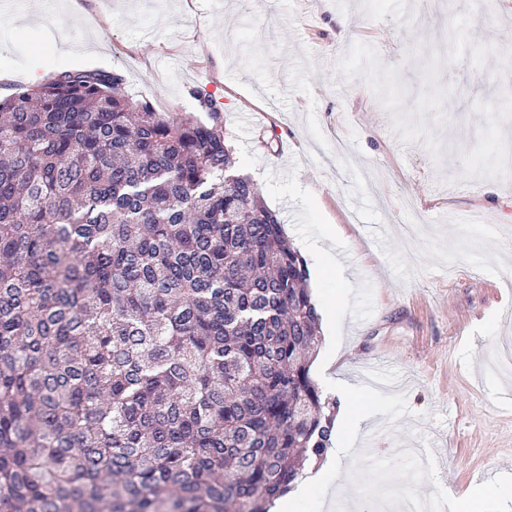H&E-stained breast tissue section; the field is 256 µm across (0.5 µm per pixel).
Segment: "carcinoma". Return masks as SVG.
Instances as JSON below:
<instances>
[{"instance_id": "1", "label": "carcinoma", "mask_w": 512, "mask_h": 512, "mask_svg": "<svg viewBox=\"0 0 512 512\" xmlns=\"http://www.w3.org/2000/svg\"><path fill=\"white\" fill-rule=\"evenodd\" d=\"M124 85L0 94V512H269L335 435L307 265L216 102Z\"/></svg>"}]
</instances>
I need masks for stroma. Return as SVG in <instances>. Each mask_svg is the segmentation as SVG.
Returning <instances> with one entry per match:
<instances>
[{
    "label": "stroma",
    "instance_id": "1",
    "mask_svg": "<svg viewBox=\"0 0 512 512\" xmlns=\"http://www.w3.org/2000/svg\"><path fill=\"white\" fill-rule=\"evenodd\" d=\"M0 27V67L111 69L162 112L215 97L259 187L334 306L338 379L391 435L334 436L291 512H379L387 490L451 504L476 481L512 491V0H78ZM473 20L467 38L456 22ZM349 22L340 30L337 19ZM371 28L390 37L368 39Z\"/></svg>",
    "mask_w": 512,
    "mask_h": 512
}]
</instances>
